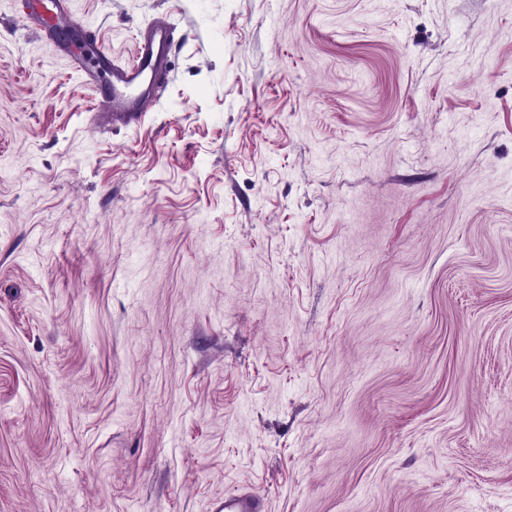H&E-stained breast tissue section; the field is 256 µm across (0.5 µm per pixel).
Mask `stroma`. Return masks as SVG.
Segmentation results:
<instances>
[{
	"label": "stroma",
	"instance_id": "1",
	"mask_svg": "<svg viewBox=\"0 0 512 512\" xmlns=\"http://www.w3.org/2000/svg\"><path fill=\"white\" fill-rule=\"evenodd\" d=\"M0 0V512H512V0ZM24 12L31 24L38 26L46 37L56 40L72 28L74 19L69 9V0H25ZM29 9V11H27ZM174 31L175 27L167 21L154 22L139 33L132 60L123 64L112 60L91 31L83 41H62L60 49L74 61L86 84L96 86L92 112L112 113V123L131 126L139 122L143 112L153 108L151 89L155 78L165 72L166 53ZM102 71L111 76L106 87L98 82ZM212 510V512H265V499L253 490L226 492L224 501Z\"/></svg>",
	"mask_w": 512,
	"mask_h": 512
}]
</instances>
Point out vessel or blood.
Masks as SVG:
<instances>
[{"mask_svg": "<svg viewBox=\"0 0 512 512\" xmlns=\"http://www.w3.org/2000/svg\"><path fill=\"white\" fill-rule=\"evenodd\" d=\"M26 7L32 24L48 38L60 39L74 24L68 0H28ZM173 32L171 23L154 22L139 33L132 60L123 64L114 62L92 33L80 42L62 41L61 50L74 61L86 84L96 86L93 111L131 126L152 108L151 89L155 78L165 72ZM213 512H265V499L253 490L231 491Z\"/></svg>", "mask_w": 512, "mask_h": 512, "instance_id": "1", "label": "vessel or blood"}]
</instances>
